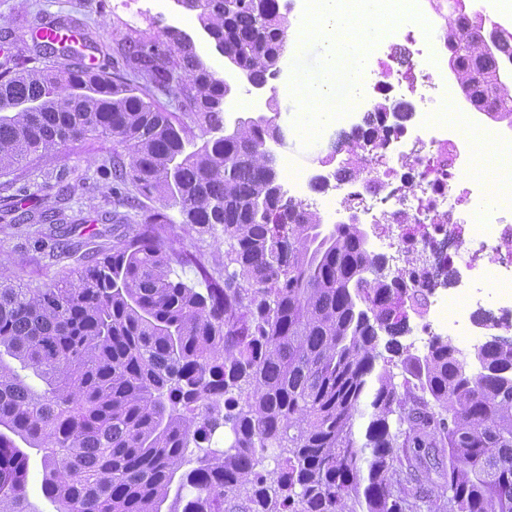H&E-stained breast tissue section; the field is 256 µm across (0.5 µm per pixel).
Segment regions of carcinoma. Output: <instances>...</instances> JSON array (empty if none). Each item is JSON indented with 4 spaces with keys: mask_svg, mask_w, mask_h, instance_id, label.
I'll list each match as a JSON object with an SVG mask.
<instances>
[{
    "mask_svg": "<svg viewBox=\"0 0 512 512\" xmlns=\"http://www.w3.org/2000/svg\"><path fill=\"white\" fill-rule=\"evenodd\" d=\"M185 8L251 82L276 77L289 28L279 0ZM483 28L456 0L448 67L473 108L512 127L503 45ZM166 44L138 42L134 60L157 88L192 84L210 135L200 145L104 74L33 66L0 82L1 172L110 137L130 158L115 177L179 208L199 241L219 225L228 244L222 269L199 263L203 292L172 278L163 210L60 282L0 273V512H36L18 439L43 452L56 512H512V344L465 354L436 337L405 354L402 385L375 371L379 332L401 327L376 299L403 289L359 225L322 237L317 212L272 202V126L213 135L224 80L186 32ZM83 84L91 92L76 95ZM270 448L288 451L274 479L257 470Z\"/></svg>",
    "mask_w": 512,
    "mask_h": 512,
    "instance_id": "carcinoma-1",
    "label": "carcinoma"
}]
</instances>
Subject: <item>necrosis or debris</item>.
I'll return each instance as SVG.
<instances>
[{
  "mask_svg": "<svg viewBox=\"0 0 512 512\" xmlns=\"http://www.w3.org/2000/svg\"><path fill=\"white\" fill-rule=\"evenodd\" d=\"M423 24L389 28L379 66L365 75L351 111L321 137L337 166L329 183L289 169L290 203L325 218L368 225L388 274L404 280L405 313L419 336L472 342L477 314H500L512 331V184L490 192L469 176L475 139L512 158V135L459 111L448 82L445 37L432 0H417ZM385 102L389 111H377Z\"/></svg>",
  "mask_w": 512,
  "mask_h": 512,
  "instance_id": "necrosis-or-debris-1",
  "label": "necrosis or debris"
}]
</instances>
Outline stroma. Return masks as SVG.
Wrapping results in <instances>:
<instances>
[{"label":"stroma","instance_id":"1","mask_svg":"<svg viewBox=\"0 0 512 512\" xmlns=\"http://www.w3.org/2000/svg\"><path fill=\"white\" fill-rule=\"evenodd\" d=\"M40 22L76 24L82 33L81 45L68 53L37 45L31 32ZM169 28L187 32L207 66L230 84L225 110L228 119L297 112L292 97L282 95L279 79L254 89L215 50L194 13L174 0H169L161 14L129 12L117 8L116 0H0V71L20 69L30 58L64 71L79 67L85 54H94L99 68L122 77L137 95L177 113L190 137L200 143L204 136L184 93L174 94L146 83L130 62L131 42L163 43ZM127 160V152L113 154L108 141L69 143L56 154L23 162L10 175L0 176V271L48 283L63 271L77 268L78 258L111 245L113 217L126 213L123 201L133 191L132 185L115 180L113 165ZM7 209L12 212L8 218L3 215ZM43 212L56 213L58 223H26V216ZM168 214L173 223L172 246L181 256L172 269L187 284L202 287L197 268L188 262L198 236L183 227L178 209H169Z\"/></svg>","mask_w":512,"mask_h":512}]
</instances>
